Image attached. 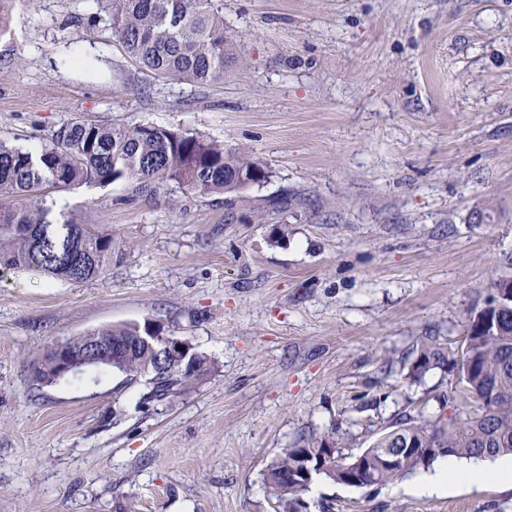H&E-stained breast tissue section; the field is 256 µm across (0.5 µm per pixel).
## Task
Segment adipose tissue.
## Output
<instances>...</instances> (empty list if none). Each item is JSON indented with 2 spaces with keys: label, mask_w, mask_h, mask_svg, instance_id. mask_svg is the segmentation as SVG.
Returning a JSON list of instances; mask_svg holds the SVG:
<instances>
[{
  "label": "adipose tissue",
  "mask_w": 512,
  "mask_h": 512,
  "mask_svg": "<svg viewBox=\"0 0 512 512\" xmlns=\"http://www.w3.org/2000/svg\"><path fill=\"white\" fill-rule=\"evenodd\" d=\"M491 476L496 477L502 484L512 486V458L500 456L491 462H461L451 457L434 473L417 482L413 491L419 495H433L447 490L452 484L462 483L478 487Z\"/></svg>",
  "instance_id": "ef3b65f1"
}]
</instances>
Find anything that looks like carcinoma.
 Segmentation results:
<instances>
[{"label":"carcinoma","mask_w":512,"mask_h":512,"mask_svg":"<svg viewBox=\"0 0 512 512\" xmlns=\"http://www.w3.org/2000/svg\"><path fill=\"white\" fill-rule=\"evenodd\" d=\"M108 17L107 29L141 70L156 77L205 85L224 78V69L240 63L234 37L224 30L223 0H96ZM269 178L258 160L224 152V146L178 130L146 125L121 126L75 120L55 131L39 149L23 151L0 141V268L26 269L49 280L80 282L101 276L118 250L112 235L94 229L77 216L51 219L46 189L100 186L126 182L136 196L154 197L170 182L201 195L236 190L244 180ZM470 319L456 351L426 348L411 374L448 366L454 373V393L471 410L444 422L413 416L395 422L360 454L363 483L382 485L440 458L496 457L512 454V302L493 306L501 286ZM143 326L137 322L94 328L66 343L79 357L96 344L109 352L98 367L123 375L135 384L148 374L146 402H163L204 380L209 360L195 352L196 367L157 346L132 347ZM39 386L55 383L58 375L51 352L31 374ZM416 447L409 448V439ZM401 455L391 466L387 455ZM345 454L336 430L316 440L281 449L268 465L266 481L276 493L282 512H302V495L316 476L355 486L342 470Z\"/></svg>","instance_id":"1"}]
</instances>
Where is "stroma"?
<instances>
[{
	"label": "stroma",
	"mask_w": 512,
	"mask_h": 512,
	"mask_svg": "<svg viewBox=\"0 0 512 512\" xmlns=\"http://www.w3.org/2000/svg\"><path fill=\"white\" fill-rule=\"evenodd\" d=\"M241 68L206 87L141 71L92 0H15L0 36V139L83 119L154 125L260 160L237 193L117 182L52 190L112 235L87 282L0 270V512H278L280 449L335 431L356 455L405 415L449 419L457 348L512 277V0H223ZM151 321L212 364L146 403L90 368L36 388L50 346ZM316 478L306 512H512L491 481Z\"/></svg>",
	"instance_id": "stroma-1"
}]
</instances>
